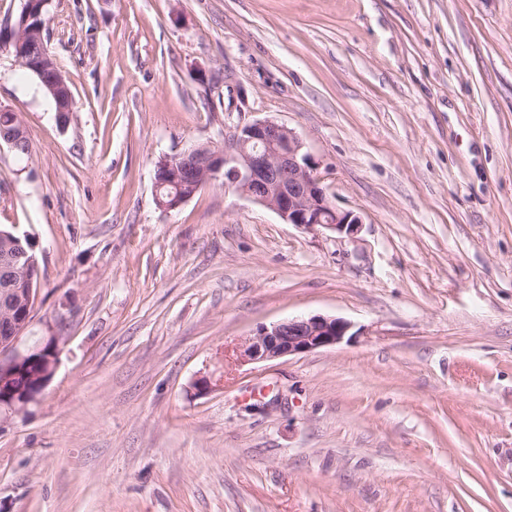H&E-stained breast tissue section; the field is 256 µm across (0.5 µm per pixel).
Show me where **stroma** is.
Masks as SVG:
<instances>
[{
	"label": "stroma",
	"instance_id": "obj_1",
	"mask_svg": "<svg viewBox=\"0 0 512 512\" xmlns=\"http://www.w3.org/2000/svg\"><path fill=\"white\" fill-rule=\"evenodd\" d=\"M67 127L0 49V225L68 312L0 512H512V0H49ZM270 119L355 238L158 161ZM321 314L332 348L251 363ZM14 118V112H0V125H5L11 122ZM11 127V128H10ZM13 127V128H12ZM10 128V129H8ZM27 138V151L25 152H16L18 155L27 156L30 155L31 144L27 137V132L23 121L16 114V117L13 122L9 123L2 129L0 128V145L2 143L8 145L12 150L20 148ZM350 328L341 318L321 314L288 318L248 337L241 356L245 361L263 362L335 347Z\"/></svg>",
	"mask_w": 512,
	"mask_h": 512
}]
</instances>
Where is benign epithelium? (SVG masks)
Listing matches in <instances>:
<instances>
[{
  "label": "benign epithelium",
  "mask_w": 512,
  "mask_h": 512,
  "mask_svg": "<svg viewBox=\"0 0 512 512\" xmlns=\"http://www.w3.org/2000/svg\"><path fill=\"white\" fill-rule=\"evenodd\" d=\"M17 61L36 73L57 102V115L72 111L74 98L65 78L41 46V32L31 30L22 39H13ZM27 132L20 117L9 127L0 130V144L11 149L20 148ZM179 165L162 159L157 166L155 199L164 209H175L187 197L170 194L161 199L158 192L169 181L190 182L203 188L218 176H224V186L232 188L254 202L274 212L287 224L307 230L318 227L338 235L354 238L360 232L362 217L352 211L333 207L326 195L322 179L304 151L303 142L288 127L271 120H255L239 125L224 137V148L197 147L177 155ZM23 285L12 288L0 298V388L17 377L23 364L32 354L44 353L49 340L60 344L62 337L53 331L62 327L67 316L58 313L48 331L25 351L17 349V342L34 317L40 280L36 258L29 259L21 269ZM350 330V323L321 314L288 318L269 327H262L244 344L241 356L252 362L276 360L290 355H301L321 348L334 347ZM47 381L34 390L19 388L6 402H0V414L5 417L20 415L38 399Z\"/></svg>",
  "instance_id": "obj_1"
}]
</instances>
